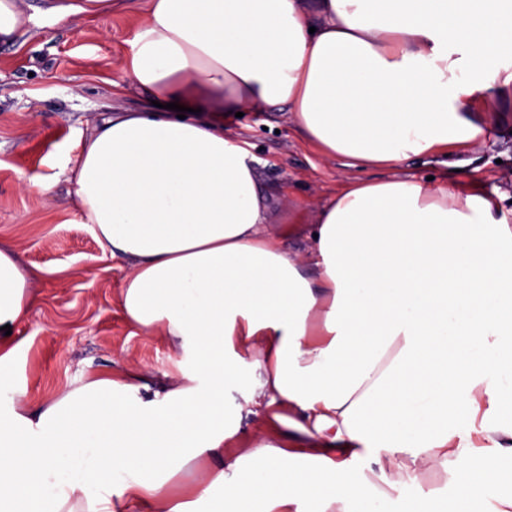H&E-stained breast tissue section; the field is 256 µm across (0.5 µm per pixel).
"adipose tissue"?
<instances>
[{
	"instance_id": "obj_1",
	"label": "adipose tissue",
	"mask_w": 512,
	"mask_h": 512,
	"mask_svg": "<svg viewBox=\"0 0 512 512\" xmlns=\"http://www.w3.org/2000/svg\"><path fill=\"white\" fill-rule=\"evenodd\" d=\"M122 70L149 102L93 120L72 205L129 262L125 316L195 364L31 408L0 350V512H382L405 456L446 474L452 512H512V195L350 181L319 205L310 277L284 247L297 222L267 233L266 188L224 126L277 109L344 166L455 169L512 112V0H149ZM484 98L499 108L479 118ZM33 278L0 247V327L27 317Z\"/></svg>"
}]
</instances>
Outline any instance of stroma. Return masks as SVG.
<instances>
[{
  "mask_svg": "<svg viewBox=\"0 0 512 512\" xmlns=\"http://www.w3.org/2000/svg\"><path fill=\"white\" fill-rule=\"evenodd\" d=\"M15 0L21 17L16 41L0 43V244L15 248L35 272L36 302L12 329L17 346L10 378L35 407L107 370L130 368L151 387L168 384L191 362L159 336L130 322L119 305L128 263L104 258L99 242L68 201L74 192L69 160L95 115L137 110L139 94L120 68L146 11L147 0H110L93 13L60 16L62 2ZM225 127L245 142L271 191L266 228L288 220L311 225L318 203L360 172L327 160L297 132L284 112L254 108L227 117ZM462 177L484 190H512V126L488 130L462 154ZM49 182L52 197L36 186ZM405 497L447 512L454 490L423 459H404Z\"/></svg>",
  "mask_w": 512,
  "mask_h": 512,
  "instance_id": "obj_1",
  "label": "stroma"
}]
</instances>
